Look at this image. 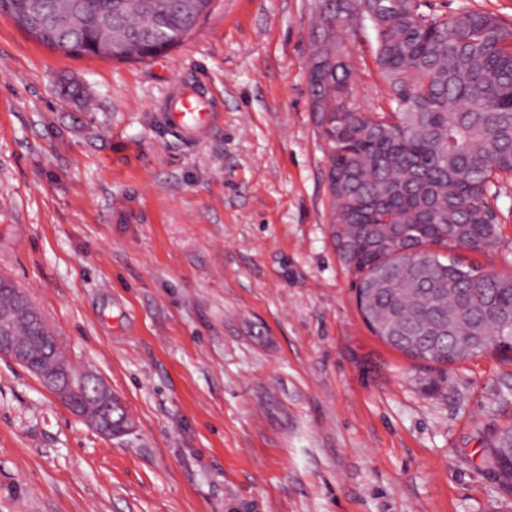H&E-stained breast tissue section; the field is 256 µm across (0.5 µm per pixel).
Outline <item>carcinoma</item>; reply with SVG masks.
Returning <instances> with one entry per match:
<instances>
[{"instance_id":"1","label":"carcinoma","mask_w":512,"mask_h":512,"mask_svg":"<svg viewBox=\"0 0 512 512\" xmlns=\"http://www.w3.org/2000/svg\"><path fill=\"white\" fill-rule=\"evenodd\" d=\"M212 0H0V13L67 56L142 60L180 44ZM422 0H322L309 75L328 147L336 250L355 276L371 331L404 354L439 365L512 352V276L463 264L460 249L497 244L489 195L512 176V20L423 10ZM365 14L385 106L361 112L353 68L336 32ZM480 272L466 277L459 269ZM26 295L0 293V315ZM14 336L47 335L15 317ZM486 462L512 491V426L486 444Z\"/></svg>"}]
</instances>
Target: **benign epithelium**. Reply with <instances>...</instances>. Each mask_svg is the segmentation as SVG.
Returning a JSON list of instances; mask_svg holds the SVG:
<instances>
[{
    "label": "benign epithelium",
    "instance_id": "7a95c632",
    "mask_svg": "<svg viewBox=\"0 0 512 512\" xmlns=\"http://www.w3.org/2000/svg\"><path fill=\"white\" fill-rule=\"evenodd\" d=\"M60 346L54 336H34L21 339L0 336V356H6L35 374L42 385L73 415L87 422L102 435L120 437L132 430L127 417L118 418L114 393L109 384L95 371H73L58 355ZM80 399L97 409L90 415L74 404Z\"/></svg>",
    "mask_w": 512,
    "mask_h": 512
}]
</instances>
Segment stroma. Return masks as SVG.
Masks as SVG:
<instances>
[{
	"instance_id": "stroma-1",
	"label": "stroma",
	"mask_w": 512,
	"mask_h": 512,
	"mask_svg": "<svg viewBox=\"0 0 512 512\" xmlns=\"http://www.w3.org/2000/svg\"><path fill=\"white\" fill-rule=\"evenodd\" d=\"M317 15L213 0L176 47L118 61L0 13V274L135 424L105 437L0 358V512H512L483 462L512 356L437 368L359 312L308 91ZM343 42L372 111L368 18ZM194 88L203 125L169 126ZM495 192L498 242L473 259L512 274V178Z\"/></svg>"
}]
</instances>
